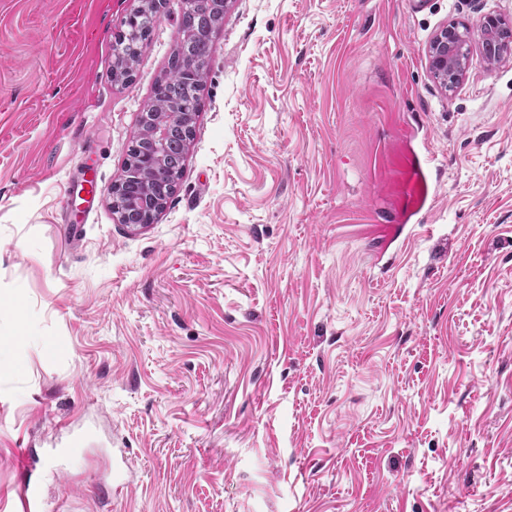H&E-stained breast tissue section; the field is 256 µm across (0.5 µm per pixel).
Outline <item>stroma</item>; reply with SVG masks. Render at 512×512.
<instances>
[{
  "label": "stroma",
  "mask_w": 512,
  "mask_h": 512,
  "mask_svg": "<svg viewBox=\"0 0 512 512\" xmlns=\"http://www.w3.org/2000/svg\"><path fill=\"white\" fill-rule=\"evenodd\" d=\"M0 0V512H512V0H230L154 223L112 184L179 38L165 0ZM402 166L429 187L410 204ZM54 343V353L42 346ZM80 437L70 451L72 437ZM148 1L138 29L128 27L127 33L123 38H118L116 45L112 47V74L116 81H125L131 76L140 54V44L147 38L155 22L159 9L151 0ZM505 24L509 26V21L499 14L488 13L480 19L479 27L483 33L481 50L490 65L497 64L503 56V52L498 49L497 32ZM467 26L450 23L434 37L429 47V65L436 79L448 78V86L456 84L466 70L465 42ZM193 138H189L188 143L183 147L179 142H175L174 144H170L167 149L164 150L163 153V169L164 173L167 175L169 180L171 181L173 185L172 191L167 194V196L163 199L160 211L163 210L165 207V204L167 203V200L174 192L176 181L178 180L183 162L185 159L186 152L188 150V146ZM16 496L24 512H40L45 509L41 487L29 478L22 479L16 487Z\"/></svg>",
  "instance_id": "obj_1"
}]
</instances>
